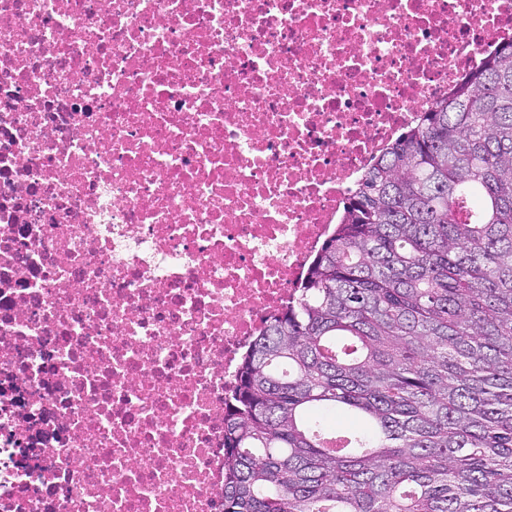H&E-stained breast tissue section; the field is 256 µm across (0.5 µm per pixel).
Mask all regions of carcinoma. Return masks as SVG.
Segmentation results:
<instances>
[{"label":"carcinoma","mask_w":512,"mask_h":512,"mask_svg":"<svg viewBox=\"0 0 512 512\" xmlns=\"http://www.w3.org/2000/svg\"><path fill=\"white\" fill-rule=\"evenodd\" d=\"M224 512H512V39L351 190L244 357Z\"/></svg>","instance_id":"carcinoma-1"}]
</instances>
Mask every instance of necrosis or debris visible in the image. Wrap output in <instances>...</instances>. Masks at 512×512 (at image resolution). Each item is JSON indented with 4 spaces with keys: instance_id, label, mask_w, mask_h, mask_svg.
I'll use <instances>...</instances> for the list:
<instances>
[{
    "instance_id": "4bbe7bcc",
    "label": "necrosis or debris",
    "mask_w": 512,
    "mask_h": 512,
    "mask_svg": "<svg viewBox=\"0 0 512 512\" xmlns=\"http://www.w3.org/2000/svg\"><path fill=\"white\" fill-rule=\"evenodd\" d=\"M512 0H0V512H224V398Z\"/></svg>"
}]
</instances>
